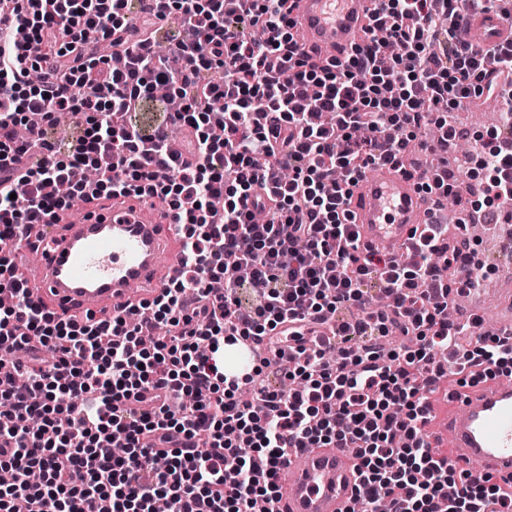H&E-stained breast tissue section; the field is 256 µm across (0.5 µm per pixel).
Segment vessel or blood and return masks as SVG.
<instances>
[{
    "label": "vessel or blood",
    "mask_w": 512,
    "mask_h": 512,
    "mask_svg": "<svg viewBox=\"0 0 512 512\" xmlns=\"http://www.w3.org/2000/svg\"><path fill=\"white\" fill-rule=\"evenodd\" d=\"M371 0H301L296 30L303 52L331 60L363 38ZM458 37L481 49L512 39V18L490 10L468 16ZM82 222L57 212L32 225L19 252L40 255L18 266L34 304L65 318L111 320L134 299L162 293L182 270L176 213L150 197L118 196L84 203ZM350 210L361 242L390 255L404 252L424 225L448 215L424 199L417 178L378 167L353 189ZM447 424L429 444L447 441L450 459L468 481L486 475L512 481V377L456 399ZM358 459L346 448H298L280 471V512H350L357 496Z\"/></svg>",
    "instance_id": "b4317fda"
}]
</instances>
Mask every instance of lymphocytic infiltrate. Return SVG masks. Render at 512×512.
<instances>
[{"mask_svg":"<svg viewBox=\"0 0 512 512\" xmlns=\"http://www.w3.org/2000/svg\"><path fill=\"white\" fill-rule=\"evenodd\" d=\"M0 7V245L69 208L101 171L103 197L147 192L178 216L185 263L165 292L111 321L76 322L32 305L9 256L0 257V512H276L291 449L350 448L358 496L376 489L391 512H512L495 477L465 483L428 446L423 392L438 353L492 378L512 365V338L460 339L448 321V280L434 256L457 263L445 227L430 224L405 265L360 244L350 188L368 167L401 164L416 131L454 132L436 113L473 97L498 101L510 134L476 154L477 186L459 195L469 219L512 204V40L486 50L459 42V20L498 0H379L361 45L319 64L301 56L297 0H156L174 24L159 46L103 61L97 42L129 24L131 0H10ZM265 31L254 39L253 28ZM70 56L57 87L32 84L42 63ZM167 85L184 101L172 123L192 128L196 161L169 154L124 114ZM82 120L66 150L45 137L17 143L27 114ZM36 164L17 170L33 148ZM336 361L297 348L224 368L225 346L261 344L281 323L334 318ZM410 345L387 347L392 331ZM276 366L291 392L261 376Z\"/></svg>","mask_w":512,"mask_h":512,"instance_id":"lymphocytic-infiltrate-1","label":"lymphocytic infiltrate"}]
</instances>
